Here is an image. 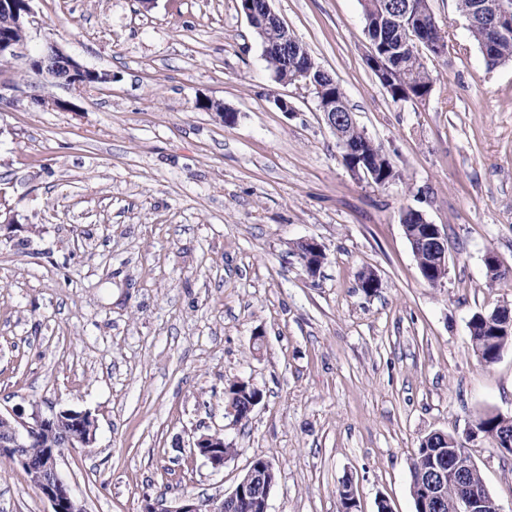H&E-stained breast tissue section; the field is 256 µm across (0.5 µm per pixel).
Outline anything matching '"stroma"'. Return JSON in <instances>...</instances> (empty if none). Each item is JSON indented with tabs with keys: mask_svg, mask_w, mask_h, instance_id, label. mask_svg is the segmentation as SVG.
I'll list each match as a JSON object with an SVG mask.
<instances>
[{
	"mask_svg": "<svg viewBox=\"0 0 512 512\" xmlns=\"http://www.w3.org/2000/svg\"><path fill=\"white\" fill-rule=\"evenodd\" d=\"M238 5L34 0L36 24L0 60V409L92 415L94 444L59 461L85 512L221 497L257 456L276 471L269 512H341L346 483L358 512L382 498L415 512L424 436L512 416V347L484 365L468 328L512 307V63L488 67L457 0H430L447 53L426 59L425 100L396 103L365 64L361 0H272L390 156L399 176L379 186L345 167L315 98L275 80ZM49 41L111 83L43 84L27 59ZM409 208L448 237L441 285L418 269ZM303 239L324 248L317 276L293 251ZM236 379L262 393L242 423L225 415ZM215 431L235 449L219 470L190 452ZM469 450L512 512V460L487 439ZM49 509L0 461V512Z\"/></svg>",
	"mask_w": 512,
	"mask_h": 512,
	"instance_id": "obj_1",
	"label": "stroma"
}]
</instances>
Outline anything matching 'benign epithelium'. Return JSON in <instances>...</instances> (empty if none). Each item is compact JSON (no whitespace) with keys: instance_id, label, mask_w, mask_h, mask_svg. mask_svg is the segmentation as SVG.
Returning <instances> with one entry per match:
<instances>
[{"instance_id":"obj_1","label":"benign epithelium","mask_w":512,"mask_h":512,"mask_svg":"<svg viewBox=\"0 0 512 512\" xmlns=\"http://www.w3.org/2000/svg\"><path fill=\"white\" fill-rule=\"evenodd\" d=\"M33 0H0V58L13 56L17 45L13 32L17 28H28L35 22L31 6ZM377 74L381 85L392 91L395 84L401 80L398 72L388 67L385 55L379 52L378 46L370 44V49L364 57ZM29 69L43 81H53L57 85L94 88L112 81V74L107 71L89 69L67 54L58 44L47 42L44 49L36 56L28 59ZM294 85L302 93L314 95L318 111L327 126L337 137L342 156L351 159L353 151L343 137L341 127L353 124V113L336 112V97H320V88L314 87V82L305 71L297 72ZM421 234L410 241H418L431 254L432 265L445 270L448 265V237L442 233L439 226L422 220ZM294 251L302 262L307 274L315 277L319 274L325 260L323 246L313 239L298 241ZM237 387L250 388L255 392L251 404L247 407L227 404L225 410L236 422L248 419L255 406L261 401L262 394L253 384L235 381ZM0 422L8 428L0 433V457L20 465L24 471L34 475L38 492L51 504V512H82L83 506L72 494L67 482L59 472V459L65 448H85L95 439V420L91 414L83 411L60 410L49 414L43 413L36 405L31 411L17 407L7 413L0 412ZM454 447L448 449V468L436 463L431 468L424 498L421 501V512H430L441 506L447 499L448 477L456 479L455 495L448 503V512H502L496 500L486 491L472 490L462 478L465 473L475 466V462L465 445L452 438ZM39 445L44 448L38 465H33L25 449ZM226 445L220 434H202L192 445V453L203 458L213 468L221 469L230 459L224 454ZM273 464L257 465L250 463L246 472L239 479L231 493L223 497H215L200 501L191 495H182L172 500H147L141 512H239L240 508L250 502L268 504L270 491L275 480Z\"/></svg>"}]
</instances>
